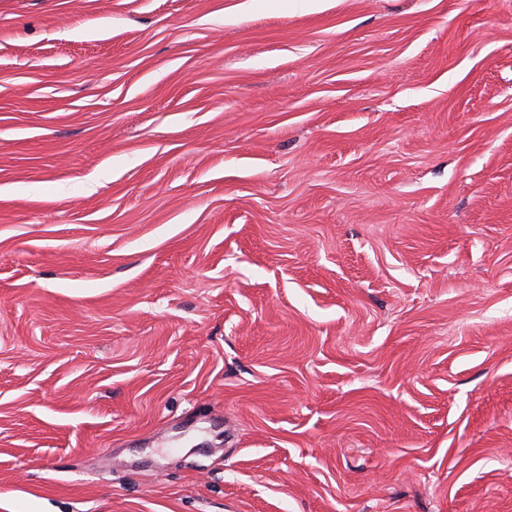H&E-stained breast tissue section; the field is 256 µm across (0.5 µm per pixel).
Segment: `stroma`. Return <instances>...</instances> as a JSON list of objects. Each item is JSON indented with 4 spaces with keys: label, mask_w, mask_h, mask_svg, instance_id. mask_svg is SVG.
<instances>
[{
    "label": "stroma",
    "mask_w": 512,
    "mask_h": 512,
    "mask_svg": "<svg viewBox=\"0 0 512 512\" xmlns=\"http://www.w3.org/2000/svg\"><path fill=\"white\" fill-rule=\"evenodd\" d=\"M0 512H512V0H0Z\"/></svg>",
    "instance_id": "stroma-1"
}]
</instances>
